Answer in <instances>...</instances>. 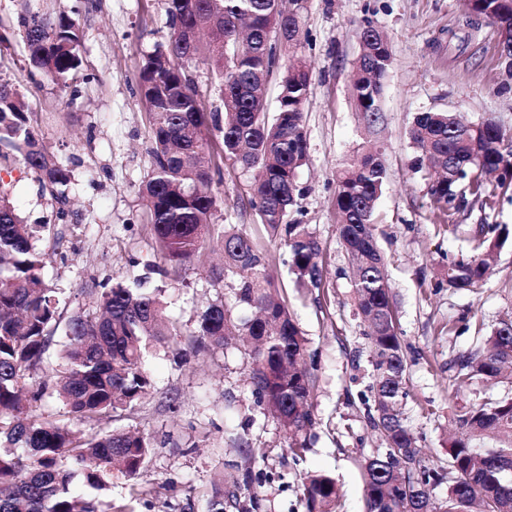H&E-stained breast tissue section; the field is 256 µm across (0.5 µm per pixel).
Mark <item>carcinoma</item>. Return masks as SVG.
I'll return each instance as SVG.
<instances>
[{
    "instance_id": "obj_1",
    "label": "carcinoma",
    "mask_w": 512,
    "mask_h": 512,
    "mask_svg": "<svg viewBox=\"0 0 512 512\" xmlns=\"http://www.w3.org/2000/svg\"><path fill=\"white\" fill-rule=\"evenodd\" d=\"M165 0L169 32L143 64L138 88L149 106L152 137L150 178L142 188L155 260L134 286L94 283L100 312L76 311L66 322L60 351L64 371L54 384L39 375L63 319L57 289L42 275L49 254L34 245L36 230L15 207L10 184H0V512H135L114 503L108 491L120 474L135 493L153 448L151 434L115 427L99 429L105 417L121 421L154 391L147 368L150 351L176 344L179 323L165 315L162 288H149L150 275L164 278L194 259L211 241L224 256V296L197 315L190 342L224 350L242 336L251 366L256 405L275 417L287 449L297 461L308 449L316 424L309 403L315 386L309 340L271 273L272 258L247 228L226 224L212 233L218 207L213 189L208 127L222 134L224 157L258 170L249 202L268 237L288 251V268L300 285L322 286V250L298 212V171L307 156L303 105L311 73L301 56L303 0ZM512 41V0H465ZM27 68L53 81L77 71L82 34L76 13L41 15L21 4ZM363 51L353 74V95L368 127L383 121V80L392 62L388 36L366 22L359 28ZM285 38L293 48L283 65L274 45ZM204 59L217 80L224 112L200 108L187 64ZM281 72L276 112L263 100L275 72ZM417 150L414 168L429 176V191L440 204L437 220L472 198L492 204L496 187L512 186V137L496 121L473 128L449 112H422L410 129ZM20 159L38 173L41 191L50 194L57 217L71 214L67 193L71 170L40 142L33 113L17 89L0 83V158ZM387 170L377 150L361 148L336 172L335 207L342 247L349 259L358 314L368 323L374 368L371 427L383 447L364 465L365 512H512V397L488 399L457 414L460 435L448 446L447 466H430L420 456L416 436L400 404L407 398L406 358L383 258L375 237L378 201ZM507 228L480 224L474 253L448 263L438 286L476 288L487 270L486 257L508 239ZM512 364V319L451 361L453 380L499 382ZM58 399L64 411L36 413L38 404ZM495 435L499 444L483 448ZM225 441L249 459L265 456L244 424L225 432ZM445 481L448 495L433 501L431 488ZM306 512H335L340 498L327 473L306 477ZM208 512H256L260 508L250 470L229 488L214 486Z\"/></svg>"
}]
</instances>
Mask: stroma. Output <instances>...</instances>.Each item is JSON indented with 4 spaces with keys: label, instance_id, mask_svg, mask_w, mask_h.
I'll return each instance as SVG.
<instances>
[{
    "label": "stroma",
    "instance_id": "obj_1",
    "mask_svg": "<svg viewBox=\"0 0 512 512\" xmlns=\"http://www.w3.org/2000/svg\"><path fill=\"white\" fill-rule=\"evenodd\" d=\"M46 10H77L83 30L81 65L66 81L29 74L16 0H0V82L15 86L36 116L49 151L72 171V214L63 240L50 252L45 277L60 288L68 310L94 311L92 281H128L154 258V242L139 195L151 174L149 109L138 94L147 54L165 40L164 0H31ZM371 23L391 44L392 65L383 81L380 140L389 179L377 208V240L385 259L407 360L409 395L404 411L426 463L440 465L458 430L455 413L486 398L512 396V384L480 381L457 388L449 361L512 315V238L491 262L481 288L437 287L438 269L468 255L473 227L500 224L512 230V188L497 190L492 207L472 204L452 215L450 227L434 220L436 205L424 173L414 170L409 137L421 112H451L467 122L494 119L512 135V72L501 55L497 27L472 17L464 0H307L302 12V54L312 81L303 107L307 157L298 181L300 219L322 249V285L294 286L287 250L269 240L249 204L251 174L219 151L217 130L207 137L221 169L217 224H243L274 259L280 287L315 354L313 392L317 425L305 456L293 460L275 419L254 404L246 362L234 348L191 351L160 346L149 358L153 395L129 417L151 433L154 448L142 476L152 493L135 512H206L207 496L221 479L251 471L260 491L259 512H305L306 474L326 472L342 487L338 512H364L363 469L381 446L367 420L373 402L372 366L354 299L347 256L336 230L337 169L364 142L366 131L351 93L361 52L358 30ZM11 195L30 224H58L49 194L33 173L12 167ZM202 253L177 276L153 277L162 286L167 313L190 334L197 312L224 293ZM249 424L265 457L249 462L224 445L225 427Z\"/></svg>",
    "mask_w": 512,
    "mask_h": 512
}]
</instances>
